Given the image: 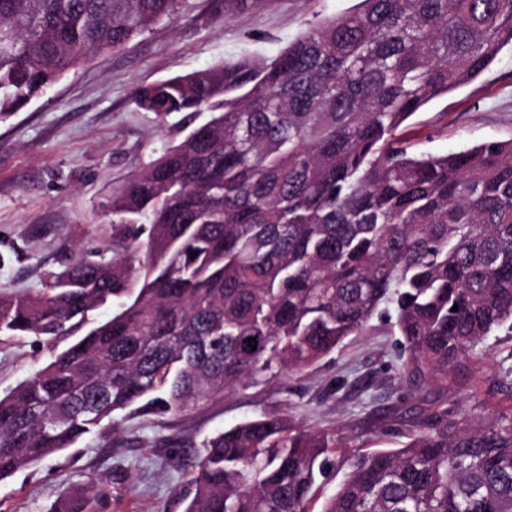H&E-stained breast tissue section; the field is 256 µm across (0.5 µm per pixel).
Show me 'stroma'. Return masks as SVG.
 Here are the masks:
<instances>
[{"instance_id":"1","label":"stroma","mask_w":512,"mask_h":512,"mask_svg":"<svg viewBox=\"0 0 512 512\" xmlns=\"http://www.w3.org/2000/svg\"><path fill=\"white\" fill-rule=\"evenodd\" d=\"M360 0H257L224 15L222 0H186L120 50L67 72L44 94L0 121V292L36 294L46 271L62 270L124 232L108 206L146 164L181 137L134 101L137 87L244 55L277 53L318 22L356 11ZM413 151L445 154L512 140V47L469 84L408 120ZM398 330L373 319L333 354L298 375L260 377L183 414L118 417L113 430L86 435L55 456L0 481V512H44L89 477L104 485L89 512H184L196 457L212 434L264 413L326 434L328 456L398 448L409 420L380 433L383 415L447 398L457 413L512 405L499 382L512 372V335L489 337L447 389L415 387L403 365ZM53 350L31 336H0V395L49 362Z\"/></svg>"}]
</instances>
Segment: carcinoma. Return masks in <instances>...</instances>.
Listing matches in <instances>:
<instances>
[{
	"label": "carcinoma",
	"instance_id": "1",
	"mask_svg": "<svg viewBox=\"0 0 512 512\" xmlns=\"http://www.w3.org/2000/svg\"><path fill=\"white\" fill-rule=\"evenodd\" d=\"M184 3L0 0V119ZM508 44L512 0H363L273 56L137 89L163 121L208 120L112 196V223L133 227L121 243L38 294L0 293V336L66 344L0 396V479L120 412L181 414L298 374L379 315L411 377L435 383L512 329V141L415 153L400 132ZM327 448L279 415L239 423L203 442L184 512H309ZM97 488L48 512H86ZM321 512H512V410L419 413L402 447L351 455Z\"/></svg>",
	"mask_w": 512,
	"mask_h": 512
}]
</instances>
